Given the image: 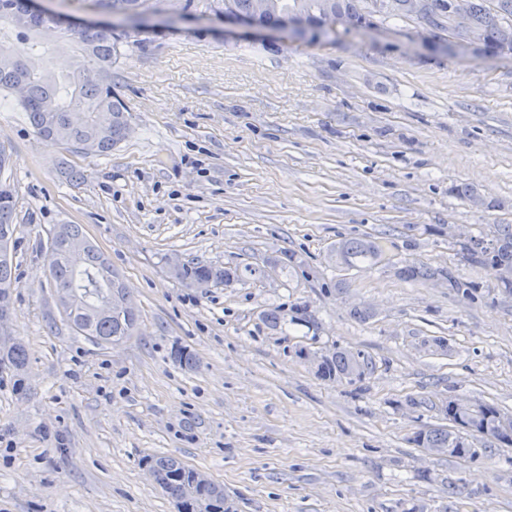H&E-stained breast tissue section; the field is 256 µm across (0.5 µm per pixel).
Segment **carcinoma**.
Wrapping results in <instances>:
<instances>
[{
  "instance_id": "carcinoma-1",
  "label": "carcinoma",
  "mask_w": 512,
  "mask_h": 512,
  "mask_svg": "<svg viewBox=\"0 0 512 512\" xmlns=\"http://www.w3.org/2000/svg\"><path fill=\"white\" fill-rule=\"evenodd\" d=\"M102 12L125 21L142 12H157L158 5L171 16H178L194 8L203 13H222L224 9L241 14H253L255 0H92ZM383 0H269V8L258 15L263 27H277L281 20L295 14L304 17L309 27L351 25L364 28L362 21L379 12L377 4ZM442 0H433L429 28L438 37L442 34L458 39L448 14L440 9ZM396 10L381 13L380 22L395 24L412 17L411 0H396ZM470 27L479 36L474 49L488 55L512 56V0H469ZM51 29L55 37H70L76 43L75 55L55 71H40L26 67L29 59L15 55L9 48L12 36L30 38L32 55H42L53 50V44L43 31ZM122 37L111 31L73 32L62 27L57 13L49 12L34 17L30 0H0V92L14 93L21 83L25 94L17 103L27 114L35 135L52 145H65L74 151L86 143L91 152L105 155L125 140L128 130L127 108L112 91V63L120 55ZM99 112H109L112 123L100 126L95 121ZM9 164L7 154L0 150V239L15 233L16 191L10 178L4 176ZM86 234L80 224L56 225L51 243L55 249L49 266L50 284L69 289L75 306L63 310L69 324L78 334L103 344L123 340L135 332L137 311L115 310L109 317L89 314V308L121 292V279L112 269L105 254L93 243L87 246L84 264L76 269L70 264L67 243ZM462 258L492 269L512 272V224H496L490 237L471 236L460 248ZM381 257L379 244L367 236L342 241L331 249L332 262L347 267L372 266ZM265 271L246 265L222 267L186 260L172 271V276L192 287L200 283L229 285L246 279L261 278ZM399 275L410 281L434 282L444 280L452 290L469 294L473 284L464 282L450 272L434 269L423 263L411 262L399 269ZM14 282L13 257L0 259V290ZM0 366L15 373L16 389L24 388L27 367L22 344L14 345L7 353L0 354ZM365 363L360 356L349 351H336L327 357L318 371L323 379L360 377ZM506 415L490 404H480L470 415L472 429L461 433L445 427L417 433L413 443L424 448H446L455 456L458 445L472 447L474 434L500 440L501 420ZM146 466L155 474L156 482L173 500L185 506V512H196L195 504L203 499L210 512H224V494L210 489L194 488L190 481V466L171 455L153 456Z\"/></svg>"
}]
</instances>
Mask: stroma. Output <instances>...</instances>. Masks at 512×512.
Listing matches in <instances>:
<instances>
[{
	"label": "stroma",
	"mask_w": 512,
	"mask_h": 512,
	"mask_svg": "<svg viewBox=\"0 0 512 512\" xmlns=\"http://www.w3.org/2000/svg\"><path fill=\"white\" fill-rule=\"evenodd\" d=\"M122 30L112 87L131 131L109 154L43 143L0 94L10 326L28 357L25 393L0 374V512H175L142 465L153 455L207 472L234 512H512V447L481 438L462 460L412 442L444 425L451 398L512 415V295L459 254L460 237L512 224V57L415 18L296 35L192 10ZM56 224L83 225L129 287L140 321L120 345L75 335L57 307ZM365 235L377 265L329 263ZM288 254L295 270H270ZM174 255L268 274L191 288ZM410 260L474 282L473 296L398 277ZM362 304L373 318L351 316ZM302 349L369 368L324 380ZM8 164L7 154L0 150V239L7 235L12 238L15 233L16 191L10 178L4 177Z\"/></svg>",
	"instance_id": "obj_1"
}]
</instances>
